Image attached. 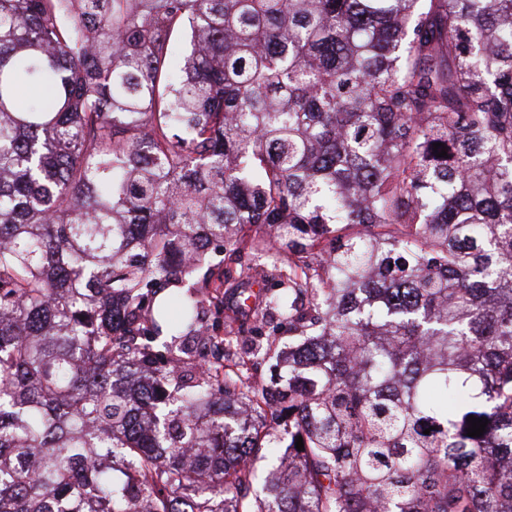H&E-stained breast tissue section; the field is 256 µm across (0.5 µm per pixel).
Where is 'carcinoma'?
I'll return each instance as SVG.
<instances>
[{
	"label": "carcinoma",
	"instance_id": "1",
	"mask_svg": "<svg viewBox=\"0 0 512 512\" xmlns=\"http://www.w3.org/2000/svg\"><path fill=\"white\" fill-rule=\"evenodd\" d=\"M0 512H512V0H0Z\"/></svg>",
	"mask_w": 512,
	"mask_h": 512
}]
</instances>
